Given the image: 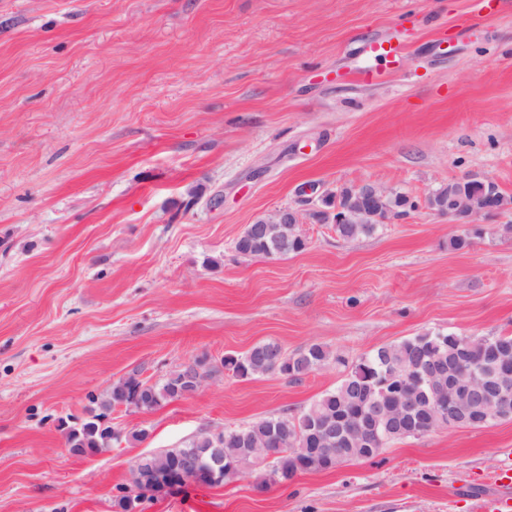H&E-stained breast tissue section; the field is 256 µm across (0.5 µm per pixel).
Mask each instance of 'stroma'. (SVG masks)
<instances>
[{
	"mask_svg": "<svg viewBox=\"0 0 512 512\" xmlns=\"http://www.w3.org/2000/svg\"><path fill=\"white\" fill-rule=\"evenodd\" d=\"M402 37L387 82L363 45ZM512 197V0H0V512H115L133 459L295 415L344 376L228 374L73 456L65 425L113 382L262 341L347 361L423 333L512 334V210L471 244L424 205L449 180ZM415 204L371 236L311 212L345 186ZM304 213L305 248L244 257L248 224ZM146 430L142 440L132 432ZM512 420L439 429L262 491L258 472L144 512H474Z\"/></svg>",
	"mask_w": 512,
	"mask_h": 512,
	"instance_id": "35a3bbf8",
	"label": "stroma"
}]
</instances>
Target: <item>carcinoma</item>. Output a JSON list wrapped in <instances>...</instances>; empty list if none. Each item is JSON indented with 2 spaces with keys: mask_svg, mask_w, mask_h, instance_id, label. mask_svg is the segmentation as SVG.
<instances>
[{
  "mask_svg": "<svg viewBox=\"0 0 512 512\" xmlns=\"http://www.w3.org/2000/svg\"><path fill=\"white\" fill-rule=\"evenodd\" d=\"M385 206L395 217L407 213L414 204L399 194H392ZM336 235L344 240L355 239L361 235H370L377 231L376 224H335ZM297 229L288 227V237H258L249 240L238 238L235 250L248 257L268 258L272 255H284L304 249L305 242L295 235ZM281 349L275 342H259L244 353L224 354L220 363L225 372L239 379H249L273 373L270 360L272 351ZM458 357L455 335L442 333H424L404 339L395 344H383L371 353L350 364L344 358L335 356L320 344H311L297 353L284 355L283 368L288 371L289 379L299 381L304 376L334 362L347 367L340 384L316 399L309 407L295 416L261 417L239 428H224L214 432L203 431L185 442L179 448L162 450L144 461V491L130 499L127 487L120 488L116 496V506L121 512H131L142 508L144 500L150 494L163 490L159 477L167 472L185 470L190 460L209 461L218 450V443L224 444V464L220 483L231 482L247 470H260V483L257 488L266 490L272 484L286 483L301 473L323 472L338 465L371 459L375 457L372 445L363 441H346L337 436V447L344 449L343 458L316 454L309 450L308 435L316 421L339 423L341 414L347 412L364 413L368 409L380 406L389 407L410 380H419L421 365L434 363L446 370L453 368ZM194 393L187 369L183 366L169 372L163 379L151 383L134 375L126 381H116L108 391L101 405L104 409H113L130 400L137 402L142 410H153L172 400ZM104 415H95L90 419L70 427L67 442L78 455H94L112 445L120 438V432L103 423ZM381 435L380 447L409 438L408 427L391 426L384 419L377 421ZM268 440L275 442L285 456L292 457L301 448L308 449L300 466L295 471L274 460L266 465L257 456V448Z\"/></svg>",
  "mask_w": 512,
  "mask_h": 512,
  "instance_id": "obj_1",
  "label": "carcinoma"
}]
</instances>
